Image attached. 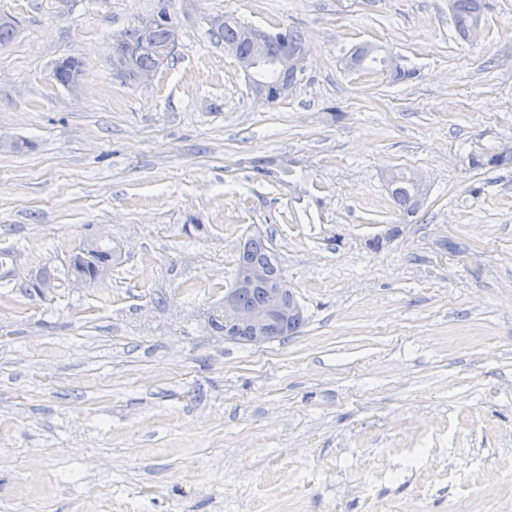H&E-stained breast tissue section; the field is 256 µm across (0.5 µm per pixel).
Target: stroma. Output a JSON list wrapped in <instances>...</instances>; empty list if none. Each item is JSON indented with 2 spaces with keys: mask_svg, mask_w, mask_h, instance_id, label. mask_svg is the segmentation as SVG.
Instances as JSON below:
<instances>
[{
  "mask_svg": "<svg viewBox=\"0 0 512 512\" xmlns=\"http://www.w3.org/2000/svg\"><path fill=\"white\" fill-rule=\"evenodd\" d=\"M485 3L464 41L448 0H0V135L29 143L0 152V512H512V165L471 163L512 147V0ZM162 9L175 60L121 82L113 36ZM224 13L303 32L292 94L252 92ZM365 43L410 78L346 69ZM257 231L308 318L262 349L207 325ZM90 238L103 282L26 293ZM252 170L256 178L264 181L279 180L278 174L280 172L288 173V175L293 172L290 168L285 167L284 164H278L277 160L269 157L253 160ZM391 198L402 214H414L423 204L427 188L423 178L411 170H398L388 178Z\"/></svg>",
  "mask_w": 512,
  "mask_h": 512,
  "instance_id": "obj_1",
  "label": "stroma"
}]
</instances>
